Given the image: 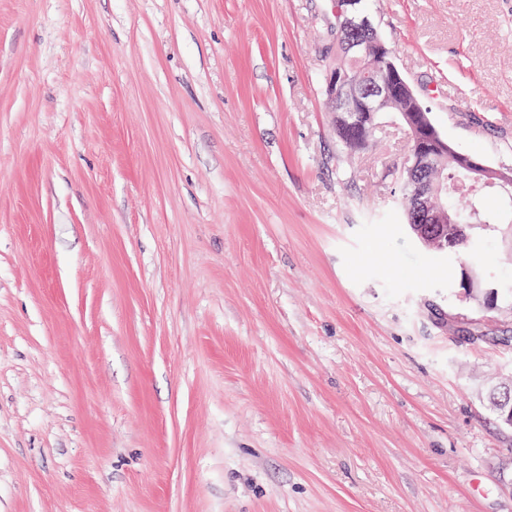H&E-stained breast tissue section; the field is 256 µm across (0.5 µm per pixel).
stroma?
<instances>
[{
	"instance_id": "35a3bbf8",
	"label": "stroma",
	"mask_w": 512,
	"mask_h": 512,
	"mask_svg": "<svg viewBox=\"0 0 512 512\" xmlns=\"http://www.w3.org/2000/svg\"><path fill=\"white\" fill-rule=\"evenodd\" d=\"M332 0H0V512H512L498 242L405 232L397 114L336 138ZM512 168V0H373ZM461 273V281H463V287L464 290H471V293L473 295V300L477 302V304L482 307L485 310H492L495 308L494 305H496L497 299L491 300L486 293H492L493 295H497V292H495V289H486V293H484V282H485V274L480 268H474L473 271L469 272L468 268L462 269ZM465 276V277H464ZM465 282H467V285H465Z\"/></svg>"
}]
</instances>
